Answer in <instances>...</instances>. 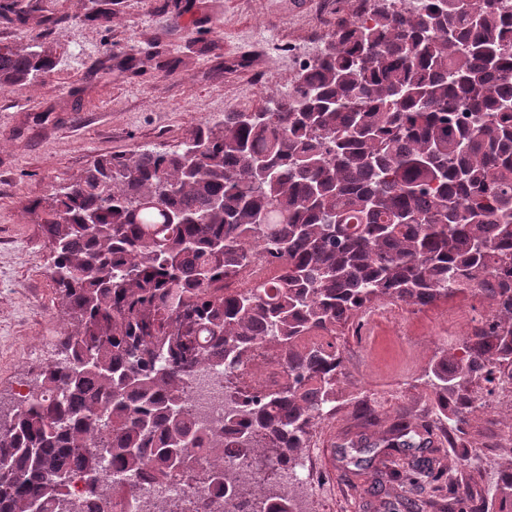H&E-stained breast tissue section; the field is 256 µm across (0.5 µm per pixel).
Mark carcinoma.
Returning a JSON list of instances; mask_svg holds the SVG:
<instances>
[{"label":"carcinoma","mask_w":512,"mask_h":512,"mask_svg":"<svg viewBox=\"0 0 512 512\" xmlns=\"http://www.w3.org/2000/svg\"><path fill=\"white\" fill-rule=\"evenodd\" d=\"M498 0H368L264 112H226L167 148L100 156L42 209L51 277L68 316L58 358L23 408L0 417V512H126L149 473L216 483L244 512H297L270 483L295 471L345 375L336 328L372 304L427 307L460 292L491 317L431 367L448 431L512 380V14ZM0 18L45 19L0 0ZM40 37L0 46V86L50 75ZM274 277L226 288L253 249ZM323 333L326 341L298 346ZM272 344L285 381L236 395L214 430L189 408L194 369L230 377ZM385 447H426L395 422ZM251 459L237 486L231 463ZM129 479L100 484L105 462ZM432 470L390 480L401 493ZM496 512H512V460Z\"/></svg>","instance_id":"obj_1"}]
</instances>
